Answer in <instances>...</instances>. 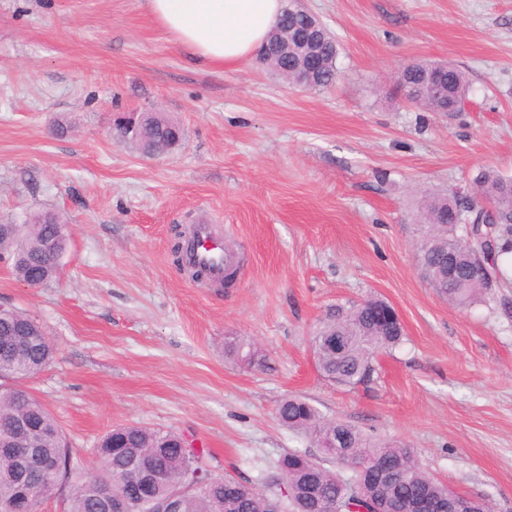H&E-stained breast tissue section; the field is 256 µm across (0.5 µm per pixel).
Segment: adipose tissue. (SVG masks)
Wrapping results in <instances>:
<instances>
[{
  "mask_svg": "<svg viewBox=\"0 0 512 512\" xmlns=\"http://www.w3.org/2000/svg\"><path fill=\"white\" fill-rule=\"evenodd\" d=\"M143 7L195 61L230 67L262 46L284 0H143Z\"/></svg>",
  "mask_w": 512,
  "mask_h": 512,
  "instance_id": "ef3b65f1",
  "label": "adipose tissue"
}]
</instances>
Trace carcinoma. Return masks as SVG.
<instances>
[{
  "label": "carcinoma",
  "instance_id": "carcinoma-1",
  "mask_svg": "<svg viewBox=\"0 0 512 512\" xmlns=\"http://www.w3.org/2000/svg\"><path fill=\"white\" fill-rule=\"evenodd\" d=\"M308 15L287 0L280 26L258 51L262 64L285 75L295 70L298 58L270 55L272 44L303 28ZM338 49L331 36L325 37L324 59L313 88H328L336 82ZM448 84V106L454 96L466 97L468 79L460 68L448 65L440 72ZM118 142L165 155L183 139V129L161 117L153 123L116 126ZM477 194L488 202L485 214L471 212L472 195L454 193L433 195L421 206V236L417 262L421 275L431 288L453 304L466 308L481 299L503 276V263L512 257V178L490 169L476 179ZM48 212H38L19 224L11 257L14 277L27 284L40 278L54 281L61 266L54 256L66 252V232L48 223ZM384 301L367 298L330 307L311 336V348L319 373L329 381L353 388L368 380L375 371L379 354L397 347L403 333L378 320L377 310ZM22 327L29 334L30 346L22 358L0 355V448L8 447V437L19 417L33 421L27 440L34 451L47 458H68L71 450L62 429L49 410L22 385L53 361L55 348L44 326L23 310L12 308L0 316V341L15 336ZM344 340L336 350L332 341ZM253 367L265 363V355L252 343L230 341L224 352L238 356ZM276 418L288 429L303 434L333 460L337 469L324 466L306 451L281 455L276 474L265 486L226 474H215L205 463L204 451L194 447L186 435L170 430L135 425L119 426L106 433L97 448L98 464L89 473L70 468L60 475L35 478V502L67 493L68 512H103L106 496L129 501L128 512H326L325 504L340 492V467L387 466L400 462L403 476L380 486L358 484L350 489L347 502L373 506L375 512H409L411 504L427 500L436 512H451L454 491L430 477L421 468L413 448L402 442L377 440L359 428L338 419H326L308 400L289 396L277 409ZM141 457L155 479L143 474L135 457ZM18 476L16 461L0 455V512L2 505L15 498Z\"/></svg>",
  "mask_w": 512,
  "mask_h": 512
}]
</instances>
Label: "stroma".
<instances>
[{
    "instance_id": "obj_1",
    "label": "stroma",
    "mask_w": 512,
    "mask_h": 512,
    "mask_svg": "<svg viewBox=\"0 0 512 512\" xmlns=\"http://www.w3.org/2000/svg\"><path fill=\"white\" fill-rule=\"evenodd\" d=\"M336 38L338 78L300 89L249 59L191 63L142 0H0V219L46 208L67 224L58 279L30 288L0 260V303L56 346L26 387L82 469L113 427L192 436L215 472L255 482L309 441L275 416L288 396L415 448L423 469L512 512V271L459 308L421 278L416 213L428 194L512 177V0H298ZM447 62L463 111L403 103L393 76ZM164 113L185 131L148 158L115 123ZM216 225L243 260L231 288L194 281L173 246ZM404 340L354 388L317 371L327 308L368 297ZM242 336L266 355H224ZM440 77L448 84V109H450L455 103L454 92L460 98H466L468 79L464 71L451 64H448V69L440 72Z\"/></svg>"
}]
</instances>
